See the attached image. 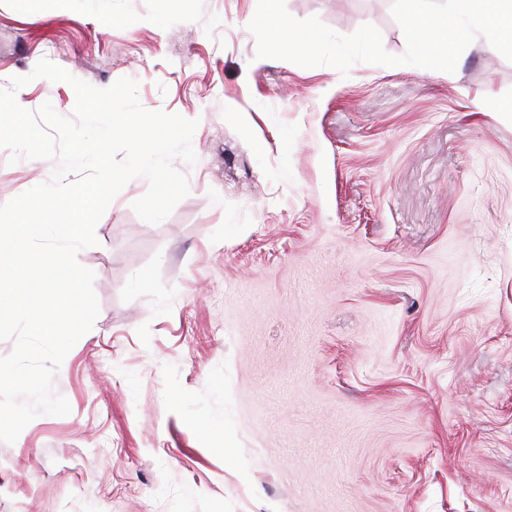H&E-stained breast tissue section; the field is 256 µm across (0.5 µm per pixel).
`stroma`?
I'll return each instance as SVG.
<instances>
[{"instance_id":"stroma-1","label":"stroma","mask_w":512,"mask_h":512,"mask_svg":"<svg viewBox=\"0 0 512 512\" xmlns=\"http://www.w3.org/2000/svg\"><path fill=\"white\" fill-rule=\"evenodd\" d=\"M285 3L406 49L392 0ZM256 7L0 0V89L45 58L200 121L172 214L136 178L79 252L71 412L0 442V512H512V61L260 59ZM16 95L73 115L67 83ZM10 155L0 204L56 167Z\"/></svg>"}]
</instances>
